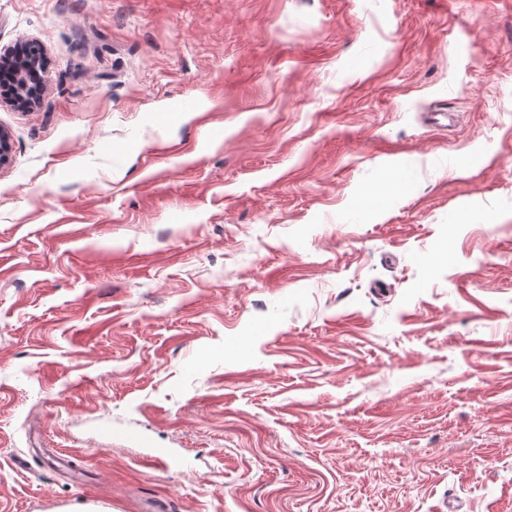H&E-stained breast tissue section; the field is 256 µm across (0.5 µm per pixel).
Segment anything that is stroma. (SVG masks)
<instances>
[{"mask_svg": "<svg viewBox=\"0 0 512 512\" xmlns=\"http://www.w3.org/2000/svg\"><path fill=\"white\" fill-rule=\"evenodd\" d=\"M21 39L0 512H512V0H0ZM28 62L15 69L16 95L10 100L13 107L28 110L38 103L42 97L49 62L43 51L29 54ZM31 84L37 87L30 90Z\"/></svg>", "mask_w": 512, "mask_h": 512, "instance_id": "obj_1", "label": "stroma"}]
</instances>
